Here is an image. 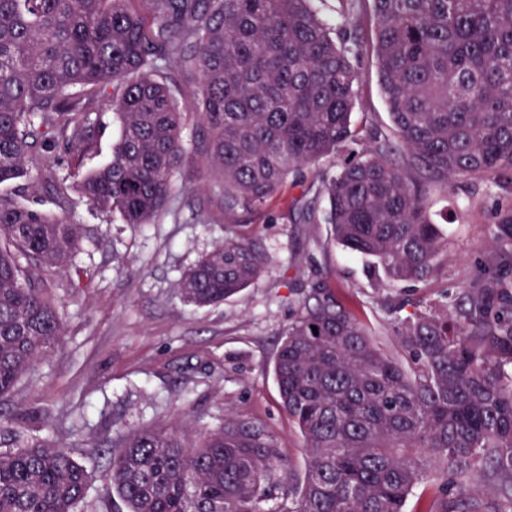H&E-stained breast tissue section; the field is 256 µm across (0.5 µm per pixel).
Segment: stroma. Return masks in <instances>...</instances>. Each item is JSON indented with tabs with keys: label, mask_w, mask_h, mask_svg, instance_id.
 Listing matches in <instances>:
<instances>
[{
	"label": "stroma",
	"mask_w": 512,
	"mask_h": 512,
	"mask_svg": "<svg viewBox=\"0 0 512 512\" xmlns=\"http://www.w3.org/2000/svg\"><path fill=\"white\" fill-rule=\"evenodd\" d=\"M316 8L338 40L363 46L352 56L361 74L355 128L370 125L391 135L376 60L364 49L372 35L371 0L354 13L338 0H318ZM88 108L95 128L91 150L50 148L28 183L35 208L84 227L73 253L80 278L44 272L65 326L62 342L0 409L26 414L33 435L86 466V512H126L105 480L109 459L98 445L143 427L174 428L195 441L226 420L247 422L276 444L287 479L302 481L305 441L281 406L273 364L312 283L329 285L371 337L393 349L406 312H388L387 303L442 301L449 288L466 281L487 252V225L505 191L475 179L435 194L430 212L448 241L437 276L387 286L368 258L334 242L327 199L312 186L315 172L337 173L341 156L323 158L316 171L289 175L260 212L236 224L224 216L222 187L192 154L173 176L169 204L147 223L124 224L92 211L73 187L110 158L118 133L111 109L96 100ZM308 202L313 210L305 221L298 207ZM228 235L262 252L260 279L217 306L185 303L178 288L183 272Z\"/></svg>",
	"instance_id": "1"
}]
</instances>
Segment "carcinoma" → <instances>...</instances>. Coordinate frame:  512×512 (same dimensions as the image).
<instances>
[{
	"label": "carcinoma",
	"instance_id": "cac0c4a2",
	"mask_svg": "<svg viewBox=\"0 0 512 512\" xmlns=\"http://www.w3.org/2000/svg\"><path fill=\"white\" fill-rule=\"evenodd\" d=\"M313 0H0V185L28 177L55 140L92 147L87 98L116 110L110 159L77 190L99 213L145 224L193 152L224 186V210L259 212L288 175L346 154L320 179L334 240L372 260L388 285L427 281L447 247L429 199L475 178L512 186V0H372L369 49L394 137L361 146L351 116L360 74ZM200 77L201 110L181 111L163 65ZM205 126L191 144L190 119ZM470 278L407 316L382 349L317 283L288 324L274 373L306 441L302 482L254 426L228 420L185 442L144 427L111 448L108 479L127 512H405L439 477L423 512H512V199L489 224ZM80 224L0 193V399L64 324L42 273L68 266ZM264 267L226 238L179 282L217 305ZM317 330H312V327ZM22 421L0 417V434ZM481 474L501 497L472 495ZM85 466L34 438L0 451V512H81ZM281 489V506L274 490Z\"/></svg>",
	"mask_w": 512,
	"mask_h": 512
}]
</instances>
